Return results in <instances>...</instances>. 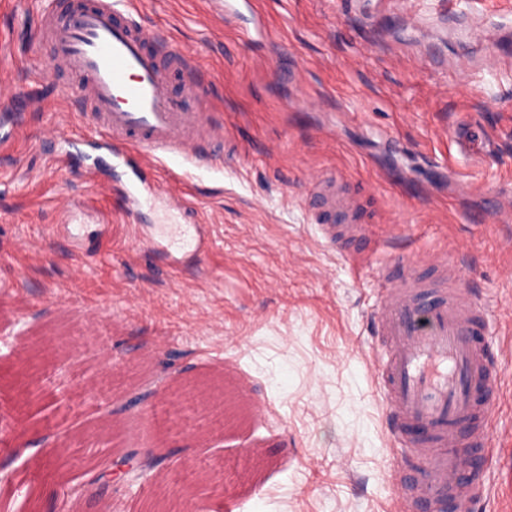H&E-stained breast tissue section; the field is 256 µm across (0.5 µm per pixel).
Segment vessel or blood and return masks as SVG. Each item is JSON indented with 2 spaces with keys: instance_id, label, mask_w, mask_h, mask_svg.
I'll return each instance as SVG.
<instances>
[{
  "instance_id": "obj_1",
  "label": "vessel or blood",
  "mask_w": 512,
  "mask_h": 512,
  "mask_svg": "<svg viewBox=\"0 0 512 512\" xmlns=\"http://www.w3.org/2000/svg\"><path fill=\"white\" fill-rule=\"evenodd\" d=\"M35 22L53 45L51 66L73 75L72 97L89 105L98 139L112 157L111 180L87 176L97 193L118 196L128 223L144 208L163 201L184 223L164 234L134 233L135 247L165 248L173 259L208 255V227L199 212L172 187L173 169L158 171L169 156L197 165L225 146L224 124L198 102V84L186 80L174 92L157 56L154 40L136 19L129 0H74L59 10L57 0H41ZM328 211L340 212L341 225L322 224L327 245L346 234H363L357 202L336 187L327 172L308 177ZM437 274L425 279L410 264L383 267L375 330L390 355L377 376L393 431L426 455L416 467L397 462L391 477L408 483L413 512H465L472 486L467 460L490 446L492 351L485 344V312L470 293L450 295L439 278L448 258L431 261Z\"/></svg>"
}]
</instances>
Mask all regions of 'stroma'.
Segmentation results:
<instances>
[{
    "instance_id": "35a3bbf8",
    "label": "stroma",
    "mask_w": 512,
    "mask_h": 512,
    "mask_svg": "<svg viewBox=\"0 0 512 512\" xmlns=\"http://www.w3.org/2000/svg\"><path fill=\"white\" fill-rule=\"evenodd\" d=\"M132 2L194 54L230 133L212 170L166 161L215 248L169 274L84 180L86 166L107 175L110 154L51 163L93 124L70 76L50 69L39 0H0V90L36 91L0 154V512H142L162 488L179 512H393V458L415 452L389 428L373 318L378 271L403 254L421 275L434 253L462 258L460 285L486 309L496 355L492 427L512 438V225L497 221L512 209V0H463L452 23L438 0H253L267 26L249 42L238 20L206 21L209 0ZM471 25L494 28V49L465 39ZM490 53L499 69L486 70ZM487 96L498 110L482 109ZM50 122L61 136L49 144ZM317 169L383 237L359 266L312 221ZM62 193L107 213L111 251L73 250L57 230ZM212 374L229 390L215 432L178 398L181 382ZM100 388L147 389L154 402L115 416L99 443L55 447L53 433L110 415ZM132 444L156 457L152 481L86 485L88 468ZM485 459L472 512H504L512 460L496 445Z\"/></svg>"
}]
</instances>
